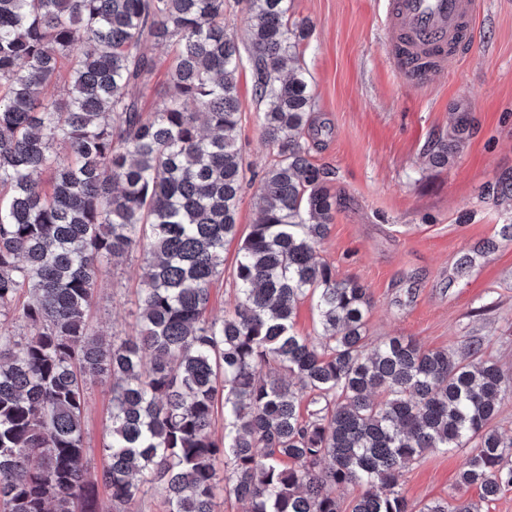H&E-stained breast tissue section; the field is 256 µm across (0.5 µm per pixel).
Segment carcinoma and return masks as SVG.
Masks as SVG:
<instances>
[{
    "label": "carcinoma",
    "mask_w": 512,
    "mask_h": 512,
    "mask_svg": "<svg viewBox=\"0 0 512 512\" xmlns=\"http://www.w3.org/2000/svg\"><path fill=\"white\" fill-rule=\"evenodd\" d=\"M226 0H0V512H409L400 480L426 451L477 440L460 485L512 487V436L492 426L512 379L412 338L370 347L371 301L318 246L336 170L310 160L319 129L309 34L290 0H247L249 60L274 159L259 217L239 233L246 164ZM171 48L154 111L142 99ZM465 127L428 148L445 164ZM512 202L503 175L483 202ZM237 241L234 300L208 316ZM139 254L133 332L91 319L103 266ZM314 301L317 339L294 330ZM112 385L108 464L85 456L88 378ZM224 436L215 437L217 423ZM108 503L98 497V486ZM361 492L349 508L336 487ZM420 512H479L469 499ZM144 52L152 56L157 63V68L151 81V90L143 99V108L145 112L153 111L158 103L157 92L160 91L166 81V74L170 59V50L162 44H148Z\"/></svg>",
    "instance_id": "cac0c4a2"
}]
</instances>
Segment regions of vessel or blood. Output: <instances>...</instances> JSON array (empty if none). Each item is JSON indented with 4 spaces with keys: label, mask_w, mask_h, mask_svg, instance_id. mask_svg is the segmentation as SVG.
<instances>
[{
    "label": "vessel or blood",
    "mask_w": 512,
    "mask_h": 512,
    "mask_svg": "<svg viewBox=\"0 0 512 512\" xmlns=\"http://www.w3.org/2000/svg\"><path fill=\"white\" fill-rule=\"evenodd\" d=\"M483 0H386L393 47L401 77L412 85L433 78L448 61L469 55L476 42L472 20Z\"/></svg>",
    "instance_id": "b4317fda"
}]
</instances>
